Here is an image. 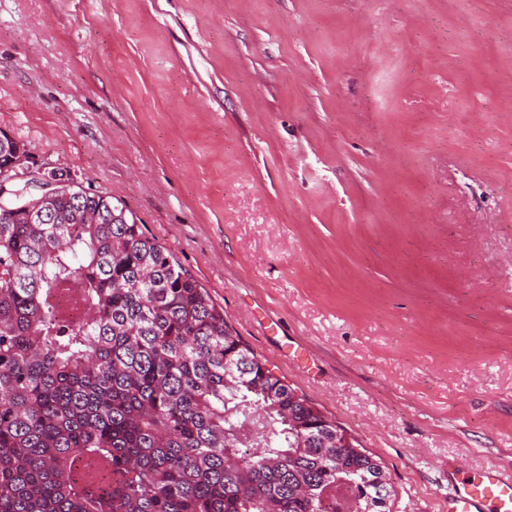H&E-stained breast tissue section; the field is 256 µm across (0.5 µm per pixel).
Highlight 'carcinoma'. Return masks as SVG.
<instances>
[{"instance_id":"carcinoma-1","label":"carcinoma","mask_w":512,"mask_h":512,"mask_svg":"<svg viewBox=\"0 0 512 512\" xmlns=\"http://www.w3.org/2000/svg\"><path fill=\"white\" fill-rule=\"evenodd\" d=\"M0 130V512H385L383 467L234 336L126 206L34 199ZM80 285L84 318L56 307Z\"/></svg>"}]
</instances>
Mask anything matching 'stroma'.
<instances>
[{"mask_svg":"<svg viewBox=\"0 0 512 512\" xmlns=\"http://www.w3.org/2000/svg\"><path fill=\"white\" fill-rule=\"evenodd\" d=\"M0 129L121 200L390 512L512 472V0H0Z\"/></svg>","mask_w":512,"mask_h":512,"instance_id":"35a3bbf8","label":"stroma"}]
</instances>
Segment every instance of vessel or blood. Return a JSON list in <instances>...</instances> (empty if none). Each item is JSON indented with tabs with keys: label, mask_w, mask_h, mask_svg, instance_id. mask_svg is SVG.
Wrapping results in <instances>:
<instances>
[{
	"label": "vessel or blood",
	"mask_w": 512,
	"mask_h": 512,
	"mask_svg": "<svg viewBox=\"0 0 512 512\" xmlns=\"http://www.w3.org/2000/svg\"><path fill=\"white\" fill-rule=\"evenodd\" d=\"M448 512H512V477L494 467L462 477L448 494Z\"/></svg>",
	"instance_id": "b4317fda"
}]
</instances>
